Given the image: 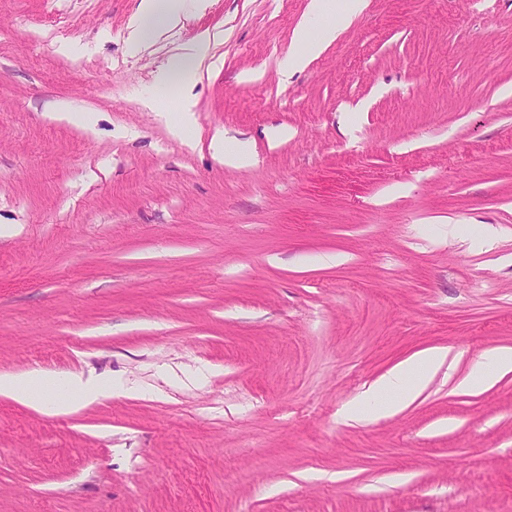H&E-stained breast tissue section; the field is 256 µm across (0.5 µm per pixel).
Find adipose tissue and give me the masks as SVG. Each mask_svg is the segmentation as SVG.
<instances>
[{
	"mask_svg": "<svg viewBox=\"0 0 512 512\" xmlns=\"http://www.w3.org/2000/svg\"><path fill=\"white\" fill-rule=\"evenodd\" d=\"M366 0H343L339 22L324 25L318 31L300 29L296 40L300 50L289 54L282 70L283 77L303 70L348 27L351 18L360 12ZM205 0H140L138 10L129 24V41L139 48L166 36L181 26L183 18L204 7ZM447 357L441 348L422 351L402 361L371 384L363 393L369 404V417L390 415L404 408L430 382ZM512 372V348L488 353L476 362L462 384L467 388L490 385L503 374ZM0 395L46 414L76 410L103 397L104 391L94 379L79 375L57 378L40 371L25 376L0 375Z\"/></svg>",
	"mask_w": 512,
	"mask_h": 512,
	"instance_id": "adipose-tissue-1",
	"label": "adipose tissue"
}]
</instances>
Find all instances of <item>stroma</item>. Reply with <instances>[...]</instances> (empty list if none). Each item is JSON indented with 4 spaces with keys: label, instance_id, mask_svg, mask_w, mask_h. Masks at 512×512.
Returning a JSON list of instances; mask_svg holds the SVG:
<instances>
[{
    "label": "stroma",
    "instance_id": "stroma-1",
    "mask_svg": "<svg viewBox=\"0 0 512 512\" xmlns=\"http://www.w3.org/2000/svg\"><path fill=\"white\" fill-rule=\"evenodd\" d=\"M138 2L0 0V374L133 390L0 396V512H512V372L455 388L512 348V0H367L288 79L309 0L135 51ZM184 98L183 133L148 106ZM430 348L413 402L344 420ZM214 37L215 35L210 34V32L199 35L196 39L188 43L185 48V53L181 54V58L184 62H201L206 58L210 43ZM212 148L226 166L243 168L251 165L252 157L244 141L217 129L212 136ZM0 395L45 414H61L77 410L105 395L94 379L80 375L62 378L33 371L25 376L0 375Z\"/></svg>",
    "mask_w": 512,
    "mask_h": 512
}]
</instances>
